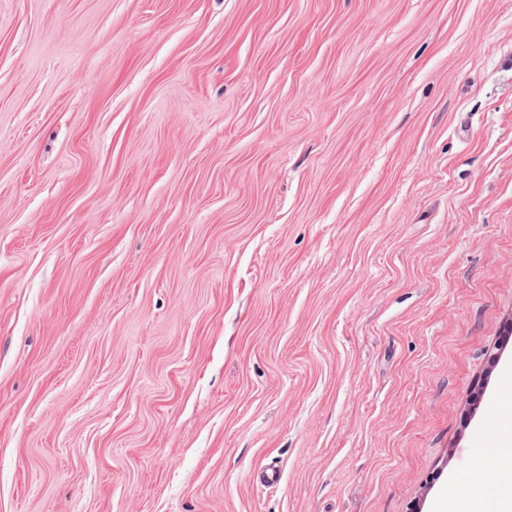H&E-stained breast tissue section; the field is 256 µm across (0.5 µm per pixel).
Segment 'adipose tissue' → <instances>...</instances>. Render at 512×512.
Returning a JSON list of instances; mask_svg holds the SVG:
<instances>
[{
    "label": "adipose tissue",
    "mask_w": 512,
    "mask_h": 512,
    "mask_svg": "<svg viewBox=\"0 0 512 512\" xmlns=\"http://www.w3.org/2000/svg\"><path fill=\"white\" fill-rule=\"evenodd\" d=\"M500 396L497 418L501 432L497 442L483 451L497 464L500 478L490 488L481 479H471L462 512H512V384L505 386Z\"/></svg>",
    "instance_id": "1"
}]
</instances>
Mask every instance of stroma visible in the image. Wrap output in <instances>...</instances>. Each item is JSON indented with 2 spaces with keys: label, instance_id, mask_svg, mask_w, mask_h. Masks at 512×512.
Instances as JSON below:
<instances>
[{
  "label": "stroma",
  "instance_id": "1",
  "mask_svg": "<svg viewBox=\"0 0 512 512\" xmlns=\"http://www.w3.org/2000/svg\"><path fill=\"white\" fill-rule=\"evenodd\" d=\"M511 329L512 0H0V512L461 507Z\"/></svg>",
  "mask_w": 512,
  "mask_h": 512
}]
</instances>
